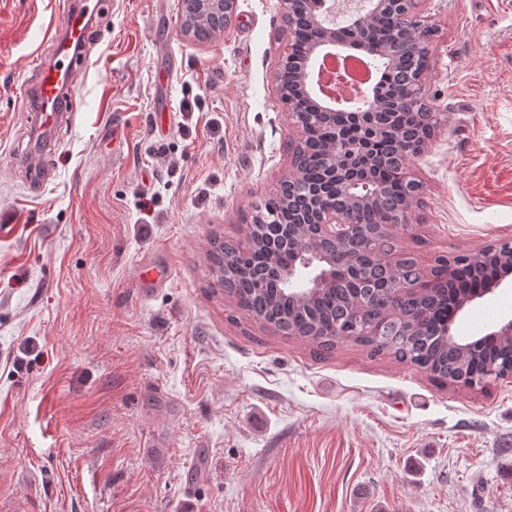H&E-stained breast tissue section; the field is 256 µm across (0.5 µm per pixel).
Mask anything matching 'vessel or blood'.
I'll use <instances>...</instances> for the list:
<instances>
[{
	"instance_id": "obj_1",
	"label": "vessel or blood",
	"mask_w": 512,
	"mask_h": 512,
	"mask_svg": "<svg viewBox=\"0 0 512 512\" xmlns=\"http://www.w3.org/2000/svg\"><path fill=\"white\" fill-rule=\"evenodd\" d=\"M94 14L87 0H63L64 23L50 37L52 57L38 60L35 78L22 99L24 111L34 115L37 130H53L73 116L71 90L80 66L86 63Z\"/></svg>"
}]
</instances>
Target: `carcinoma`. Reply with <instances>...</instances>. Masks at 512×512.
<instances>
[{"label": "carcinoma", "instance_id": "cac0c4a2", "mask_svg": "<svg viewBox=\"0 0 512 512\" xmlns=\"http://www.w3.org/2000/svg\"><path fill=\"white\" fill-rule=\"evenodd\" d=\"M370 43L369 61L376 73L384 75L380 84L381 106L376 114L366 106H351L334 118L311 119L312 133L306 146L303 166L297 172L300 189H321L325 198L338 206L350 204L345 186L325 181L327 157L335 145L333 128L352 125L349 113L363 114L365 123L375 131L371 147L373 159L369 178L371 197L357 210L360 229L351 243L330 247L313 246L310 230L288 236V204H283L281 223L256 224L252 245L241 250L235 245L213 239L209 251L217 285L227 286L239 308L287 337L306 341L328 354L341 342L345 326L359 318L358 305L368 304L365 316L380 318L392 310L407 330L405 336H358L354 342L373 355L394 354L429 375L441 385H483L487 375L512 362V337L484 336L473 347L462 348L445 341L443 329L456 302L464 299V286L493 270L498 255L485 258L461 254L453 259V268L441 263L432 269L438 294L421 292L414 296L393 294L389 289L400 281L418 274L417 258L407 253L394 269L381 265V255L400 250L394 228L404 225L413 199L407 197L398 171L400 148L404 157L416 154L431 137L432 125L424 115V106H409V76L427 69L428 59L422 52L409 48L417 43L418 34L400 26L395 18L383 15L366 25L359 34L346 26L336 28V39L353 43L359 37ZM314 32L299 27L293 37L294 54L301 58ZM314 249L335 260L336 277L306 302L289 300L291 285L277 279L274 267L285 266L297 253Z\"/></svg>", "mask_w": 512, "mask_h": 512}]
</instances>
